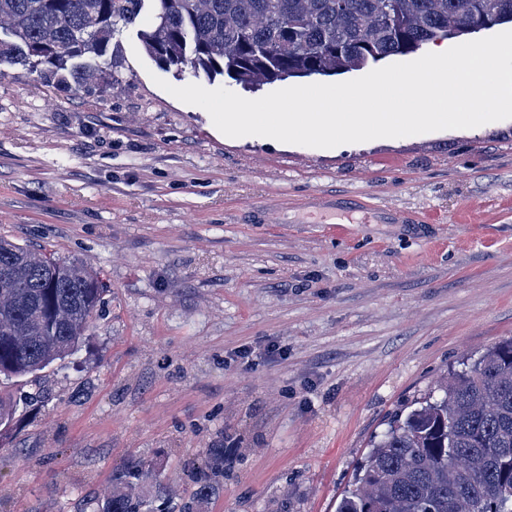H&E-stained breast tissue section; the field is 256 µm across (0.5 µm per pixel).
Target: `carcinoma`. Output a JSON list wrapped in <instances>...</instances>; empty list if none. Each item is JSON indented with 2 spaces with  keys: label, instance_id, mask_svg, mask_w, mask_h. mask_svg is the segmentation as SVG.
I'll list each match as a JSON object with an SVG mask.
<instances>
[{
  "label": "carcinoma",
  "instance_id": "obj_1",
  "mask_svg": "<svg viewBox=\"0 0 512 512\" xmlns=\"http://www.w3.org/2000/svg\"><path fill=\"white\" fill-rule=\"evenodd\" d=\"M144 0H0V63L48 86L88 92L112 71L115 26L130 25ZM141 31L145 53L175 72L226 75L250 87L360 70L512 24V0H154ZM0 376H36L79 348L102 302L83 261L36 252L0 236ZM19 400L0 396V426ZM149 465L112 474V493L93 512H160L172 489L145 490ZM224 478V444L205 449L191 473L196 496L178 512H203ZM336 512H512V339L447 372L437 391L391 416L371 441Z\"/></svg>",
  "mask_w": 512,
  "mask_h": 512
}]
</instances>
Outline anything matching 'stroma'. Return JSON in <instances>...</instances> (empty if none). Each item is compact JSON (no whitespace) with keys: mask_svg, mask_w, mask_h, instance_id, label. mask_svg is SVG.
<instances>
[{"mask_svg":"<svg viewBox=\"0 0 512 512\" xmlns=\"http://www.w3.org/2000/svg\"><path fill=\"white\" fill-rule=\"evenodd\" d=\"M112 36L90 94L0 64V235L91 266L79 350L0 385V512H91L128 461L176 483L215 443L206 512H336L371 439L462 360L512 337V119L331 149L219 134L160 88L151 21ZM354 198L418 224H296Z\"/></svg>","mask_w":512,"mask_h":512,"instance_id":"1","label":"stroma"}]
</instances>
